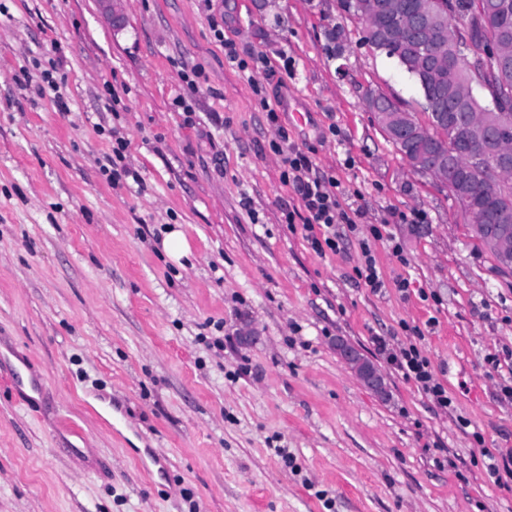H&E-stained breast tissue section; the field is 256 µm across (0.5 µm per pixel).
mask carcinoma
I'll return each mask as SVG.
<instances>
[{
    "mask_svg": "<svg viewBox=\"0 0 512 512\" xmlns=\"http://www.w3.org/2000/svg\"><path fill=\"white\" fill-rule=\"evenodd\" d=\"M448 5V28H456L472 32L473 36L483 35V29H488L492 35L506 36L512 40V0H494L487 13V22L481 20V10L477 8V0H440ZM378 51L390 59L398 70L417 86L420 99L416 106L406 104L393 96L384 93L385 111L402 114L411 118L421 134L414 139H404L393 136L381 127L387 140L394 146L401 157L412 154H428L431 146L443 143L448 146V152H453L461 139L466 121L470 117H480L483 113L503 114L497 127L499 134L512 142V100L503 101L501 97L512 94V65L508 67L507 83H501L499 73L502 62L491 58H479L476 69L482 79L479 92L462 102L451 100L453 94L462 89L468 81V75L455 65L448 63L443 69L444 84L448 87V107L443 111L429 109L427 102L436 97V87L430 71L418 70L412 64V56L417 54V45L413 42L378 41ZM482 164L475 154H461L452 157L451 177L448 188L451 198L460 203L468 200L462 206V211L468 215L472 223H478L477 217L485 215L483 223L486 232H502L512 235V176H506L497 184L492 192L483 190L481 183L475 181V172Z\"/></svg>",
    "mask_w": 512,
    "mask_h": 512,
    "instance_id": "obj_1",
    "label": "carcinoma"
}]
</instances>
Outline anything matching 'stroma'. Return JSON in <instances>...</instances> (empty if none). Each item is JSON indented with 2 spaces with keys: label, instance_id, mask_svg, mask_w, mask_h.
<instances>
[{
  "label": "stroma",
  "instance_id": "stroma-1",
  "mask_svg": "<svg viewBox=\"0 0 512 512\" xmlns=\"http://www.w3.org/2000/svg\"><path fill=\"white\" fill-rule=\"evenodd\" d=\"M213 14L272 74L227 62ZM254 79L362 224H386L381 291L357 237L320 254L288 227L301 201ZM370 90L420 97L340 0H0V512H512L486 472L512 448V273L397 154ZM112 127L140 182L102 173ZM408 325L453 410L376 352ZM361 254L363 262L358 266L356 271L358 276L364 280L365 284L374 291L382 288L383 281L380 277V272L376 267V259L370 244V239L360 240Z\"/></svg>",
  "mask_w": 512,
  "mask_h": 512
}]
</instances>
